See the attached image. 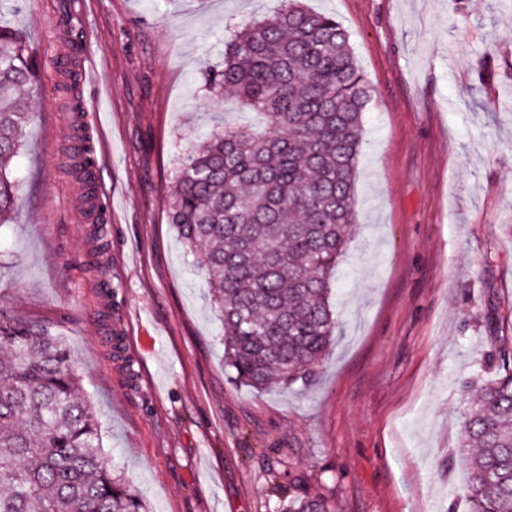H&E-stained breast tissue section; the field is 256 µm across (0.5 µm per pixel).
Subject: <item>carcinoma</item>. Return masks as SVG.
Instances as JSON below:
<instances>
[{
    "label": "carcinoma",
    "instance_id": "carcinoma-1",
    "mask_svg": "<svg viewBox=\"0 0 512 512\" xmlns=\"http://www.w3.org/2000/svg\"><path fill=\"white\" fill-rule=\"evenodd\" d=\"M23 31L0 23V224L17 211L10 163L32 118L16 91L39 76ZM58 88L77 91L76 62H56ZM216 98L261 120L214 129L180 163L168 223L198 268L224 326V367L257 390L306 386L334 336V272L355 223V180L370 88L336 17L286 0L274 15L231 31L224 64L203 71ZM75 169L93 218L85 266L109 251L96 161L77 127ZM0 512H150L105 454L91 402L52 328L0 308ZM494 377L463 414L456 459L467 512H512V349L489 355ZM279 512H333L294 482L270 487Z\"/></svg>",
    "mask_w": 512,
    "mask_h": 512
}]
</instances>
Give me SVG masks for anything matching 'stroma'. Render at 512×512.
<instances>
[{"mask_svg":"<svg viewBox=\"0 0 512 512\" xmlns=\"http://www.w3.org/2000/svg\"><path fill=\"white\" fill-rule=\"evenodd\" d=\"M79 62L100 81L85 122L111 241L80 268L88 216L72 171L71 97L45 68L14 159L20 199L0 227V306L53 325L103 446L152 512H275L271 476L338 512L464 508L452 459L463 384L512 348V11L499 0H306L347 31L372 101L356 222L333 291L336 341L304 387L256 391L224 373L203 275L167 222L174 169L216 126L202 73L224 30L283 0H71ZM58 0H0L31 46H64ZM110 281L102 291L101 280Z\"/></svg>","mask_w":512,"mask_h":512,"instance_id":"obj_1","label":"stroma"}]
</instances>
